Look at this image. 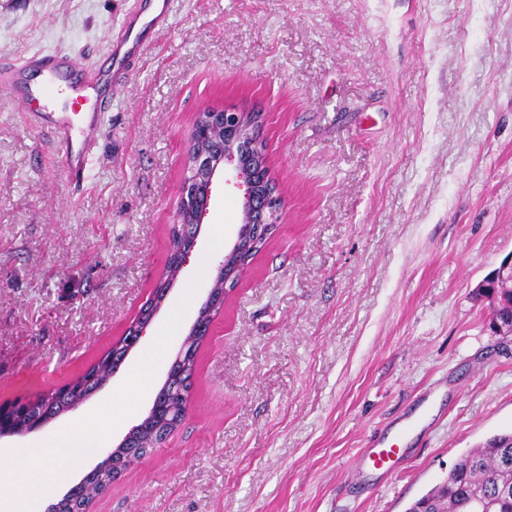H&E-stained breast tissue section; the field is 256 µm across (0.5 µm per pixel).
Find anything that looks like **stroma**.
Masks as SVG:
<instances>
[{
  "label": "stroma",
  "mask_w": 512,
  "mask_h": 512,
  "mask_svg": "<svg viewBox=\"0 0 512 512\" xmlns=\"http://www.w3.org/2000/svg\"><path fill=\"white\" fill-rule=\"evenodd\" d=\"M132 4L0 0V59L102 64ZM207 106L262 113L283 221L213 318L184 421L88 512H406L461 454L512 431V335L477 292L512 257V0H173L79 185L0 90L1 403L73 380L137 317ZM241 202L216 175L197 245L119 371L43 429L0 439L19 459L1 496L85 416L113 444L143 419ZM420 413L395 473L360 478L362 452ZM104 457L58 472L29 512Z\"/></svg>",
  "instance_id": "stroma-1"
}]
</instances>
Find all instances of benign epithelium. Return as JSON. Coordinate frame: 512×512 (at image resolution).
<instances>
[{
    "label": "benign epithelium",
    "instance_id": "obj_1",
    "mask_svg": "<svg viewBox=\"0 0 512 512\" xmlns=\"http://www.w3.org/2000/svg\"><path fill=\"white\" fill-rule=\"evenodd\" d=\"M202 118L208 129L201 139H208L212 132L221 136V148L212 151L201 147L191 153L181 186V202L175 227L178 229V265H183L188 254L195 248L200 228V219L206 212L211 198L212 179L219 167H224V174L235 180L243 190L242 218L236 233L234 244L225 254L218 266V274L208 289L205 302L197 312L190 332L183 340L178 352L170 364L163 386L157 396L174 398L182 394L184 386L190 381L186 372V358L191 339L200 334L209 335L210 325L204 317L224 305L227 295L234 290L233 276L228 261H241L250 247L256 229L255 224H268L274 228L281 223L283 206L278 188L273 186L274 177L270 170L262 167L257 150L263 143L262 127L250 128L244 123L245 111L238 109L206 107L201 110ZM175 278L163 274L158 282L161 291L148 304L147 317L131 322L124 333L120 349L112 355V370L115 375L125 362L131 350L138 345L145 326L153 321L172 290ZM106 382L85 391L79 398L58 407L54 406L43 416L21 422L20 405L13 402L0 403V438L22 436L44 428L60 415L74 410L86 402L95 392L102 389ZM140 427L132 426L122 440L107 450L106 463L112 466L113 480H119L128 470L123 465L125 456L136 448ZM100 466H95L82 480L65 495L67 502L73 504L85 497L87 481L95 479Z\"/></svg>",
    "mask_w": 512,
    "mask_h": 512
}]
</instances>
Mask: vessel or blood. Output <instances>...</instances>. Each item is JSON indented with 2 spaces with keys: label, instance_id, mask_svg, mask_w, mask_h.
Wrapping results in <instances>:
<instances>
[{
  "label": "vessel or blood",
  "instance_id": "b4317fda",
  "mask_svg": "<svg viewBox=\"0 0 512 512\" xmlns=\"http://www.w3.org/2000/svg\"><path fill=\"white\" fill-rule=\"evenodd\" d=\"M171 0H134L120 38L113 41L107 66L82 65L69 53L39 52L0 69V89L19 98L34 126L51 132L64 150L72 181H83L94 135L103 113L100 94L119 83L150 34L169 24ZM400 435L378 441L360 459L364 472L384 474L406 455Z\"/></svg>",
  "mask_w": 512,
  "mask_h": 512
}]
</instances>
